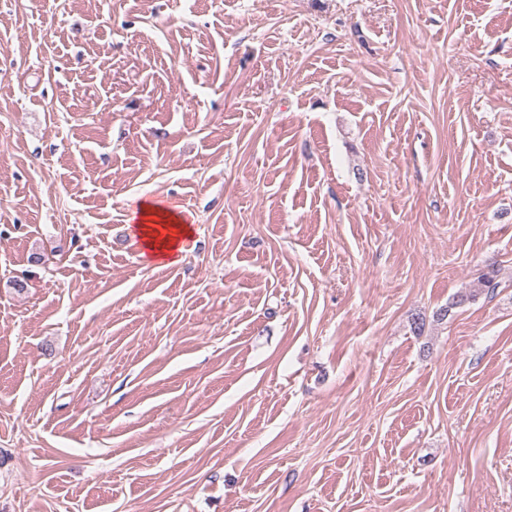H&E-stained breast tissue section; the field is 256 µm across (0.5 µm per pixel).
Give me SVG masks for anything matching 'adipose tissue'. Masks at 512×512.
Returning a JSON list of instances; mask_svg holds the SVG:
<instances>
[{
	"instance_id": "obj_1",
	"label": "adipose tissue",
	"mask_w": 512,
	"mask_h": 512,
	"mask_svg": "<svg viewBox=\"0 0 512 512\" xmlns=\"http://www.w3.org/2000/svg\"><path fill=\"white\" fill-rule=\"evenodd\" d=\"M136 228L149 258L173 264L179 262L185 240L194 234L193 226L183 216L147 201L140 204Z\"/></svg>"
}]
</instances>
